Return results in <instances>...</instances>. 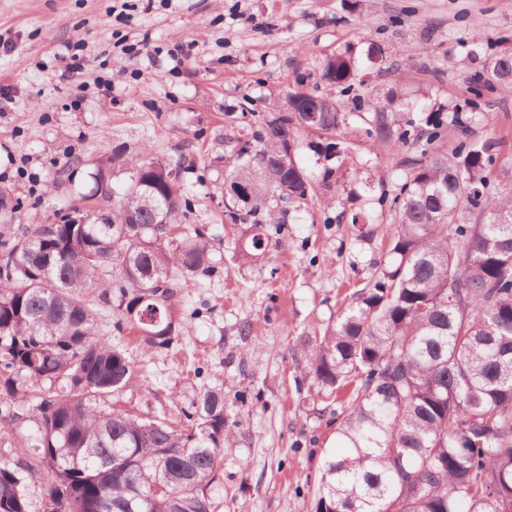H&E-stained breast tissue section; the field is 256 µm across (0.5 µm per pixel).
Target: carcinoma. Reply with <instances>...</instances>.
<instances>
[{
  "label": "carcinoma",
  "instance_id": "obj_1",
  "mask_svg": "<svg viewBox=\"0 0 512 512\" xmlns=\"http://www.w3.org/2000/svg\"><path fill=\"white\" fill-rule=\"evenodd\" d=\"M486 74L511 94L512 50ZM307 78L340 96L289 91L292 111L261 113L232 145L224 216L245 225L240 261L263 260L270 202L331 191L364 143L406 151L387 261L335 324L300 337L317 396L349 392L345 451L325 461L316 512H512V185L487 190L496 142L473 139L458 107L423 115L398 81L354 92L348 51ZM86 167L90 192L57 223L0 224V512H211L238 425L224 391H199L187 427L115 410L137 366L100 326L115 319L147 351L174 346L182 291L217 270L212 238L183 223V162L114 149L66 172ZM133 191L149 204L130 217ZM349 221L373 235L368 212Z\"/></svg>",
  "mask_w": 512,
  "mask_h": 512
}]
</instances>
